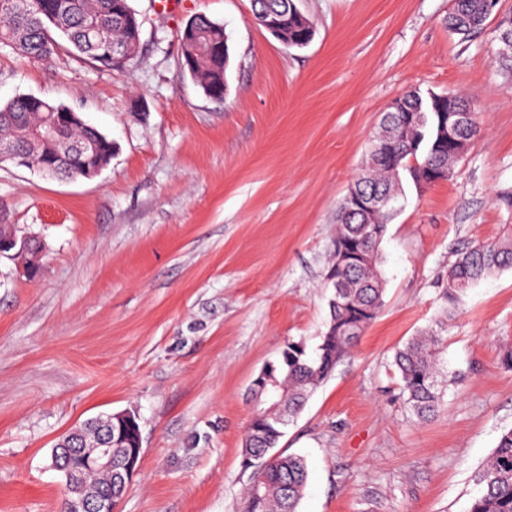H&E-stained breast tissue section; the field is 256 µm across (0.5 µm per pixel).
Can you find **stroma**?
<instances>
[{
    "instance_id": "obj_1",
    "label": "stroma",
    "mask_w": 512,
    "mask_h": 512,
    "mask_svg": "<svg viewBox=\"0 0 512 512\" xmlns=\"http://www.w3.org/2000/svg\"><path fill=\"white\" fill-rule=\"evenodd\" d=\"M302 49L251 0H130L140 48L104 71L59 50H0V105L62 103L111 138L96 175L0 163V224L44 245L36 274L0 259V512H63L58 439L134 412L139 473L120 512H242L248 389L288 340L316 348L336 214L383 114L405 90L461 92L482 128L449 179L404 182L381 242L383 305L285 430L306 457L298 512H467L475 473L512 428V267L445 319L441 280L512 215V73L491 31L468 40L452 0H296ZM203 14L229 47L223 99L181 74L179 33ZM440 327L453 381L422 423L398 397L397 346Z\"/></svg>"
}]
</instances>
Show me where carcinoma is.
<instances>
[{"mask_svg": "<svg viewBox=\"0 0 512 512\" xmlns=\"http://www.w3.org/2000/svg\"><path fill=\"white\" fill-rule=\"evenodd\" d=\"M0 0V48L34 60H47L65 40L75 56L102 67L101 48L124 44L130 55L114 66L123 67L137 55L140 31L117 20L121 0H26L22 11H11ZM488 0H454L448 15L449 30L466 40L484 30L492 16ZM253 12L266 14L271 35L289 47H300L301 33L311 21L293 0H252ZM194 40L182 46V71L204 92L223 98L221 89L229 53L224 27L204 14L194 19ZM495 40L498 59L512 72V13L498 16ZM466 104L463 97L412 88L390 105L385 119L398 125L400 135L387 142L373 140L367 159L369 174L358 179L351 193L358 196L376 189L387 197L378 223L365 224L355 205L345 200L336 217L330 267L337 270L329 299L330 319L314 355L303 341H292L278 361L265 366L275 382L273 391L250 390L255 405L242 448L243 465L253 476L243 491L244 512H297L308 481L304 458L275 452L285 428L300 413L310 394L336 371L383 304L384 279L380 244L387 224L401 208L399 186L406 178L426 183L431 175L457 161L454 150L443 145L439 126L448 107ZM63 105L33 95L19 96L0 106V136L13 141L23 153L33 151L31 133L49 124ZM88 152H71L52 166L51 176L69 179L84 167L113 152L112 139L87 125L69 134ZM512 266V237L479 242L461 252L448 269L443 291L446 314L453 315L467 290L480 280ZM443 338L435 329L412 336L393 353L400 394L421 421L435 417L447 387L442 361ZM480 494L468 512H512V429L504 431L492 455L479 470Z\"/></svg>", "mask_w": 512, "mask_h": 512, "instance_id": "1", "label": "carcinoma"}]
</instances>
